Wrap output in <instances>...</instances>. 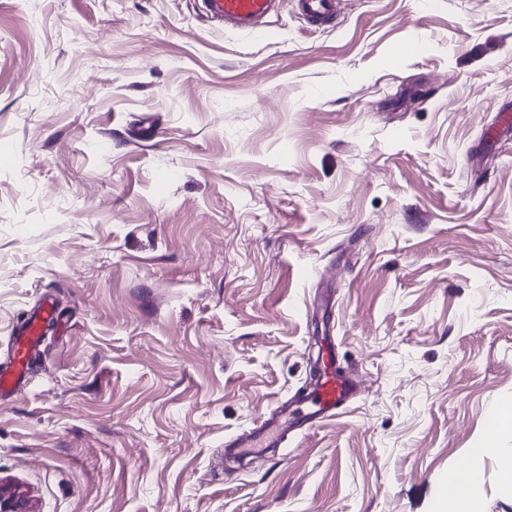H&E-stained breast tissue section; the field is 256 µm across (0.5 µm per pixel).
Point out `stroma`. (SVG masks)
Masks as SVG:
<instances>
[{
  "label": "stroma",
  "instance_id": "stroma-1",
  "mask_svg": "<svg viewBox=\"0 0 512 512\" xmlns=\"http://www.w3.org/2000/svg\"><path fill=\"white\" fill-rule=\"evenodd\" d=\"M0 0V477L36 512H432L512 403V0ZM336 343L360 390L230 463ZM203 15L225 29L249 33L257 38L268 36L267 19L280 0H200ZM336 4V0H296L299 15L314 24H326L334 20ZM60 322V315L54 306L46 302L30 315L13 337L14 356L8 365L0 366V393L16 390L27 372L29 356L42 335L44 325Z\"/></svg>",
  "mask_w": 512,
  "mask_h": 512
}]
</instances>
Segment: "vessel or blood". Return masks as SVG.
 <instances>
[{
	"label": "vessel or blood",
	"instance_id": "vessel-or-blood-1",
	"mask_svg": "<svg viewBox=\"0 0 512 512\" xmlns=\"http://www.w3.org/2000/svg\"><path fill=\"white\" fill-rule=\"evenodd\" d=\"M204 16L221 27L245 32L258 38L267 37V20L274 14L280 0H200ZM337 0H296L300 16L307 22L326 24L336 17ZM60 315L51 303H44L15 333L14 356L9 364L0 366V393L18 388L27 372L29 356L38 343L44 325L59 320ZM323 366L319 370L307 402L309 411L293 410L292 414L259 422L247 440L231 441V448L246 451L270 448L287 430L306 432L325 418L333 416L357 393L356 380L336 365L333 344L323 348Z\"/></svg>",
	"mask_w": 512,
	"mask_h": 512
}]
</instances>
